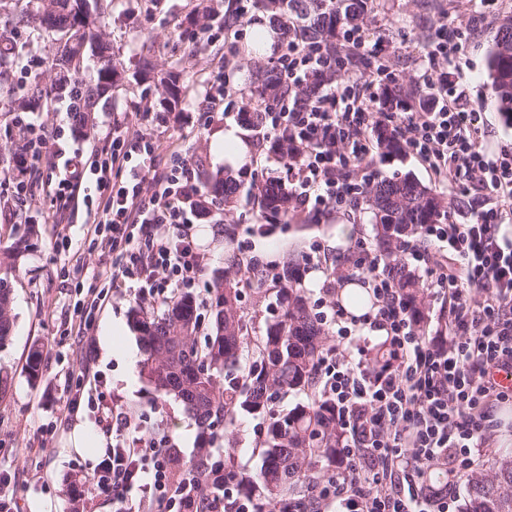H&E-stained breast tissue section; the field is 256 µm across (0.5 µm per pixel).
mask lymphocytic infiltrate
I'll list each match as a JSON object with an SVG mask.
<instances>
[{
    "label": "lymphocytic infiltrate",
    "instance_id": "lymphocytic-infiltrate-1",
    "mask_svg": "<svg viewBox=\"0 0 512 512\" xmlns=\"http://www.w3.org/2000/svg\"><path fill=\"white\" fill-rule=\"evenodd\" d=\"M364 45L359 29L347 31L343 51L334 55L303 52L285 41L271 62L282 91L263 107L257 149L288 144L294 210L318 215L348 207L361 192L346 169L372 154L370 104L395 83L394 74L377 68L365 82L330 87L303 107L290 95L310 75L343 66ZM422 78L430 90L427 105L406 101L388 116L406 149L438 184L462 195L476 185L511 200L512 146L485 147L481 114L464 85L434 81L428 72ZM155 158V145L116 129L108 146L87 157L74 153L45 178L55 200L79 197L95 208L89 234L111 256L97 272L106 288L88 287L76 303L79 330L91 326L108 288L128 282L162 304L174 290H192L200 276L205 255L183 208L194 191L191 170L184 164L161 169ZM505 219L495 206L477 210L465 224L425 225L424 237L448 248L444 263L429 270L432 284L450 299L441 343L414 327L393 282L377 275L378 258L361 269L376 304L352 327L384 333L397 364L372 376L337 349L324 357L318 374L350 437L335 476L312 488L319 512H427L415 491L425 468L439 464L455 476L471 468L474 449L493 428L494 407L512 398V388L496 379L512 370V239L500 233ZM101 423L116 436L94 480L119 502V512H132V503L146 496L161 506L174 501L169 437L143 444L133 415L121 407H109Z\"/></svg>",
    "mask_w": 512,
    "mask_h": 512
}]
</instances>
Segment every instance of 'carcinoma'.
<instances>
[{"mask_svg": "<svg viewBox=\"0 0 512 512\" xmlns=\"http://www.w3.org/2000/svg\"><path fill=\"white\" fill-rule=\"evenodd\" d=\"M19 0H0V15L37 31L68 36L56 50L50 68L54 77H35L18 95L11 87V72L18 63L17 44L0 34V104L8 111H34L48 98L66 99L76 105L74 127L84 132L93 125L101 101L112 97L113 83L98 68L83 67L86 55L112 52L99 21L98 0H27L33 8L15 15ZM375 0H255L270 14L274 27L284 31L300 50H343L340 36L356 28L374 9ZM490 97L505 121L512 122V15L503 18L488 49ZM259 100L272 98L279 76L273 70L254 74ZM381 159L403 156L404 147L388 128H377ZM203 193L230 211L237 207L239 183L228 174L213 177L200 170ZM261 209L272 217L293 214L288 186L269 179L258 187ZM371 217L381 273L397 288L413 323L424 328L429 319L425 285L420 276L400 258L399 251L419 235L426 224L448 219V200L421 183L412 173L379 172L362 196ZM23 252L19 244L0 246V346L8 342L15 317L9 279L19 268ZM228 270L213 274L207 289L209 311L204 345L198 344L202 322L196 298L184 293L160 314L137 307L130 327L144 352L141 377L158 398L173 397L199 427L197 447L188 459L178 448L169 449L172 477L183 485L194 512H233L226 490L236 488L252 502L254 512H288L286 506L300 503L306 512L316 505L311 486L336 472L345 432L336 421L330 398L318 390L316 372L329 349L328 332L312 312L299 258L290 255L273 277L274 314L265 319L263 333L252 340L249 324L240 307L242 280L231 270L245 272L258 284L265 275L258 269L241 268L236 255L227 257ZM290 390L313 393L310 400L286 410L275 409L280 396ZM242 413L264 416L268 423L260 442L262 465L247 475L228 468L234 449L224 453V463L215 461V444ZM465 485L459 512H512V451L499 454L487 466L455 478Z\"/></svg>", "mask_w": 512, "mask_h": 512, "instance_id": "carcinoma-1", "label": "carcinoma"}]
</instances>
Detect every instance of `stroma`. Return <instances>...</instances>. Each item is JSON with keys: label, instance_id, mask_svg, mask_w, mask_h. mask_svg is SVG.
<instances>
[{"label": "stroma", "instance_id": "1", "mask_svg": "<svg viewBox=\"0 0 512 512\" xmlns=\"http://www.w3.org/2000/svg\"><path fill=\"white\" fill-rule=\"evenodd\" d=\"M105 31L112 43L117 66L112 100L95 114L90 134L75 130L63 100L36 112H0V240L10 243L25 227L38 233L30 241L23 266L12 279L15 328L11 341L0 348V383L7 394L0 399V476L9 478V489L20 512H69L73 495L70 477H86L84 498L92 512H116L112 495L89 484L96 461L75 452L70 434L82 424L89 435L102 437L96 414L81 408L71 414L66 403L72 379L82 372L95 375L96 385L108 404L125 407L140 416V437L169 435L183 455H191L199 435L196 423L178 401L159 403L137 368L143 357L140 343L129 326V313L137 297L128 287L111 289L93 326L75 334L73 282L69 276L75 260H83L87 274L96 273L106 261L104 250L89 246L86 212L76 223L58 224L54 217L62 202L52 201L43 190L26 197L14 195L10 181L17 173L8 165L13 142L20 138L21 123H32L52 132L66 153L103 147L112 135L114 118H121L122 132L160 146L156 163L166 168L180 161L191 167L223 169L224 160L214 143L227 126H237L247 141L258 134L249 122L257 104L252 83L256 67L267 66L268 55L251 58L247 48L254 31L269 25L266 15L253 12L250 21L224 31L219 20H206L205 9L234 13L236 0H102ZM512 14V0H376L375 11L363 26L367 44L384 42L390 49L387 64L400 85H416L418 62L441 30L459 36L463 50L455 62H438L437 71H449L468 87L484 120L489 146L512 144V124L489 100L486 51L500 18ZM151 52L159 71L178 68L182 94L175 109L163 111L164 87L154 81L134 80L142 52ZM223 72L227 92L223 112L204 113L206 83L211 73ZM242 182L238 206L227 211L213 208L193 218V231L205 252L197 294L215 271L224 269L229 254L243 260L281 263L288 254L298 256L313 312L332 313L334 303L323 290L325 269L337 254H351V247L336 251L337 224L353 227L352 241L373 246L367 214L332 209L317 216L298 213L283 222L260 214L254 193L268 179H286L283 163L275 155L251 154L238 170ZM44 349L43 376L31 380L26 361L33 343ZM265 418L241 416L233 435L240 470L260 469L262 457L256 439Z\"/></svg>", "mask_w": 512, "mask_h": 512}]
</instances>
